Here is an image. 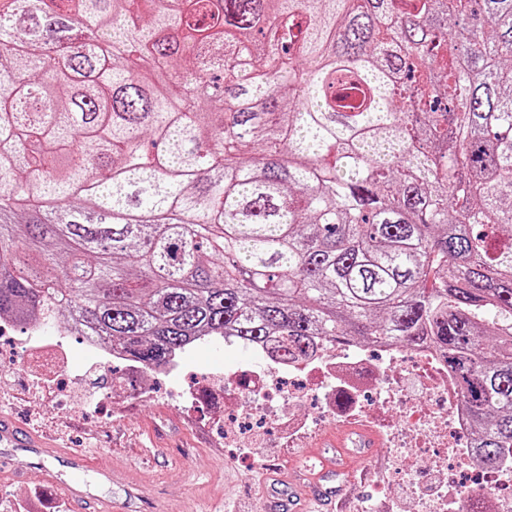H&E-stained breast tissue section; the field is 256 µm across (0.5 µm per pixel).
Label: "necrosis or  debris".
Listing matches in <instances>:
<instances>
[{
  "instance_id": "4bbe7bcc",
  "label": "necrosis or debris",
  "mask_w": 512,
  "mask_h": 512,
  "mask_svg": "<svg viewBox=\"0 0 512 512\" xmlns=\"http://www.w3.org/2000/svg\"><path fill=\"white\" fill-rule=\"evenodd\" d=\"M216 377L204 373L198 403L224 409V445L257 447L268 434L296 441L316 421L361 423L376 431L402 462L433 459L440 469L465 466L455 496L462 512H512V468L473 464L472 433L460 386L431 347L393 344L368 352L359 343L285 361L267 343ZM315 400L317 414L298 412Z\"/></svg>"
}]
</instances>
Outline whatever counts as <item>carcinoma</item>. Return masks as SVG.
I'll return each mask as SVG.
<instances>
[{
    "instance_id": "carcinoma-1",
    "label": "carcinoma",
    "mask_w": 512,
    "mask_h": 512,
    "mask_svg": "<svg viewBox=\"0 0 512 512\" xmlns=\"http://www.w3.org/2000/svg\"><path fill=\"white\" fill-rule=\"evenodd\" d=\"M433 345L512 465V0H0V318Z\"/></svg>"
}]
</instances>
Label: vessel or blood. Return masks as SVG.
I'll return each instance as SVG.
<instances>
[{"label":"vessel or blood","instance_id":"1","mask_svg":"<svg viewBox=\"0 0 512 512\" xmlns=\"http://www.w3.org/2000/svg\"><path fill=\"white\" fill-rule=\"evenodd\" d=\"M381 445L378 436L360 427L337 430L335 437L318 441L307 448L300 459L280 471L274 483L276 491L270 502L272 512H290L295 500L310 501V512H340L343 498L357 495V484L343 482L353 461L375 459ZM24 450L41 459H53L59 466L51 473L52 483L63 490L76 512H112L111 498L84 489L79 484L62 479L59 470L80 472L94 468L101 481L116 482L117 477L105 462L90 464L85 451L61 450L49 445L27 428L0 416V456L9 457Z\"/></svg>","mask_w":512,"mask_h":512}]
</instances>
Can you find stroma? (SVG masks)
<instances>
[{
    "label": "stroma",
    "mask_w": 512,
    "mask_h": 512,
    "mask_svg": "<svg viewBox=\"0 0 512 512\" xmlns=\"http://www.w3.org/2000/svg\"><path fill=\"white\" fill-rule=\"evenodd\" d=\"M66 342L68 369L57 376L50 397L28 390L34 367L21 341L0 346V415L58 447L96 449L117 475L141 486L143 512H153L161 500L169 512H222L228 503L236 512H251L264 488V465L295 459V452L267 444L252 451L257 467L243 466L239 457L225 448L215 419L189 403L172 405L174 392L192 386L197 374L220 372L233 365L223 343L185 353L169 377L156 379L152 400L127 391L125 409L114 418L98 410L110 399L114 372L86 355L74 337H67ZM381 455L363 495L376 497L378 484H385L387 495L382 499L386 512H403L400 502L419 475L411 469L405 476L395 477L394 450L382 449ZM15 470L21 472V480L12 479ZM45 475V466L30 453L17 452L10 469L0 472V512H32L25 496L34 486L42 489L52 512H74L66 499L49 490Z\"/></svg>",
    "instance_id": "obj_1"
}]
</instances>
